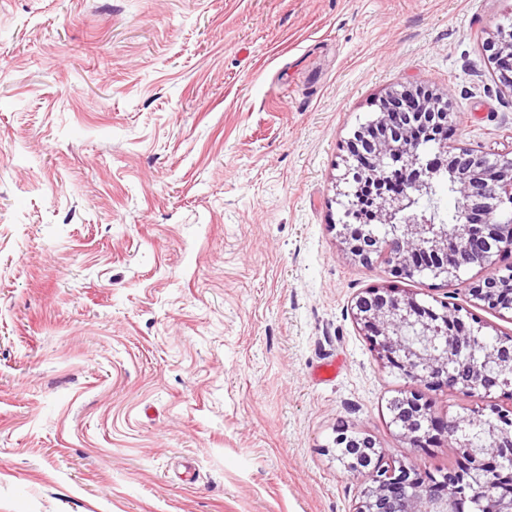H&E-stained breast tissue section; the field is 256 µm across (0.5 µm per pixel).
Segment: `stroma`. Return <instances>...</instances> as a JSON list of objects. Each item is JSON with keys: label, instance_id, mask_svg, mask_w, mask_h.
Here are the masks:
<instances>
[{"label": "stroma", "instance_id": "stroma-1", "mask_svg": "<svg viewBox=\"0 0 512 512\" xmlns=\"http://www.w3.org/2000/svg\"><path fill=\"white\" fill-rule=\"evenodd\" d=\"M512 0H0V512H350L338 428L414 450L350 306L345 145L389 89L512 157L482 51ZM414 277L489 335L512 318Z\"/></svg>", "mask_w": 512, "mask_h": 512}]
</instances>
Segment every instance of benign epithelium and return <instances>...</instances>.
Instances as JSON below:
<instances>
[{
  "mask_svg": "<svg viewBox=\"0 0 512 512\" xmlns=\"http://www.w3.org/2000/svg\"><path fill=\"white\" fill-rule=\"evenodd\" d=\"M488 61L500 87L512 94V33L498 27L483 43ZM450 94L426 96L409 92L398 95L388 91L377 103L383 136L362 150L351 148L345 157L346 171L356 170V179L381 176L382 168L394 155L404 151L407 115L434 131L437 152L426 165L410 161L412 176L400 198H387L377 207V223L388 227L385 236L368 226L359 240H352L348 225H342L340 237L349 253L366 263L371 254H386L388 273L394 279L412 278L423 272L448 278L471 266H479L487 274L472 283L470 295L479 307H496L497 287L512 281V274L501 273V260L512 256V224L502 219V205L512 200V157L502 155L491 160L483 152L462 147L448 157ZM456 169L455 192L461 207L456 234L426 218L411 213L415 199L427 191L436 171L444 167ZM472 242L494 239L499 248L473 254L461 249L457 239ZM414 297L399 294L391 286L367 289L358 296L353 319L365 336L378 360L390 367H400L413 378L436 389L448 387L473 389L485 396L496 391L512 392V336L499 339L482 352L481 361L470 363L463 358L448 374V352L479 349L483 325L466 326L461 308L446 301L433 316ZM494 420L478 423L482 444L472 445L452 418L435 415L432 401L418 393H410L398 402L393 422L404 438L411 427L426 417L434 431V439L454 443L460 448L462 466L469 471L481 470L490 458L503 466L512 459V405L492 409ZM354 447L342 458L350 471L370 469L372 485L365 488L351 512H454L455 496L463 493L462 473L451 470L438 477L414 464L398 463L382 466V452L365 436L351 437ZM477 512H512V498L499 497L483 489L472 497Z\"/></svg>",
  "mask_w": 512,
  "mask_h": 512,
  "instance_id": "1",
  "label": "benign epithelium"
}]
</instances>
